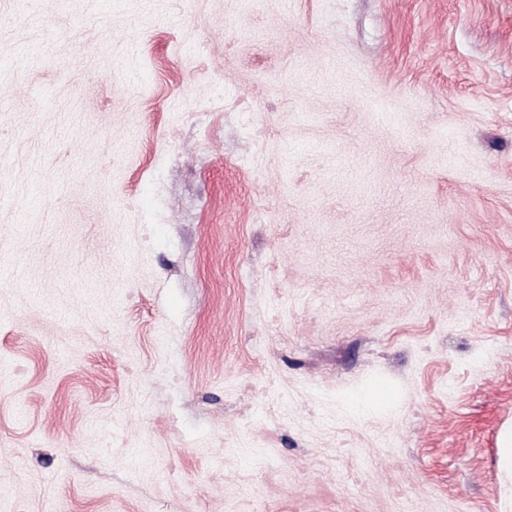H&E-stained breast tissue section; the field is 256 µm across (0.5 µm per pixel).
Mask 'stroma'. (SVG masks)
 Here are the masks:
<instances>
[{"label":"stroma","mask_w":512,"mask_h":512,"mask_svg":"<svg viewBox=\"0 0 512 512\" xmlns=\"http://www.w3.org/2000/svg\"><path fill=\"white\" fill-rule=\"evenodd\" d=\"M1 13L0 512H512V0Z\"/></svg>","instance_id":"stroma-1"}]
</instances>
